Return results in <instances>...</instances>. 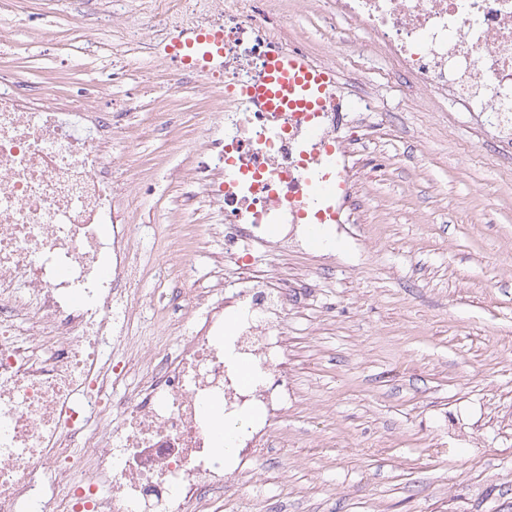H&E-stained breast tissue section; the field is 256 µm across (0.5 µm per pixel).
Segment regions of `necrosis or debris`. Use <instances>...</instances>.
<instances>
[{
    "label": "necrosis or debris",
    "instance_id": "4bbe7bcc",
    "mask_svg": "<svg viewBox=\"0 0 512 512\" xmlns=\"http://www.w3.org/2000/svg\"><path fill=\"white\" fill-rule=\"evenodd\" d=\"M69 34L42 28L43 42L82 49L108 29L128 0H105ZM260 0H155L130 29L167 35L224 27L225 86L216 107L224 135L208 140L186 201L205 196L224 222L204 232L224 239L209 288L190 291L162 267L179 318L166 335L131 340L124 323L141 288L139 256L123 199L129 161L110 143L111 112H86L82 96L56 104L32 94L21 73L0 68V512H221L224 486L255 459L268 423L288 408L283 324L294 294L285 280L242 267L249 241L302 243L309 219L340 223L353 191L341 130L377 109L361 96L321 112H266L234 86L256 75L281 43ZM337 18L368 35L397 74L431 96L489 120L512 153V0H335ZM340 191L322 197L319 184ZM199 229L172 228L167 248L184 254ZM237 265V277L224 269ZM238 310L226 328L225 309ZM249 355L272 383L243 387L228 352ZM137 383L128 391L121 384ZM251 410L238 456L212 440L216 416Z\"/></svg>",
    "mask_w": 512,
    "mask_h": 512
}]
</instances>
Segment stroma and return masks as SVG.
<instances>
[{"mask_svg": "<svg viewBox=\"0 0 512 512\" xmlns=\"http://www.w3.org/2000/svg\"><path fill=\"white\" fill-rule=\"evenodd\" d=\"M145 6L129 0L105 59L41 41L42 26L69 22L56 0H0V65L152 121L160 92L145 73L163 77L169 63L143 59L125 34ZM273 17L287 50L334 69L338 98L380 106L345 134L357 200L335 244L249 247L254 267L300 282L284 318L290 398L260 464L225 488L223 512H512V155L454 102L408 106L416 88L361 52L363 35L337 53L345 23L330 0H287ZM218 96L192 71L169 97L168 135L122 120L112 131L113 156L135 162L133 244L157 298L158 264L176 262L201 288L224 253L220 238L177 259L163 245L169 227L224 221L204 199L184 201L189 170L207 161L201 144L223 132Z\"/></svg>", "mask_w": 512, "mask_h": 512, "instance_id": "stroma-1", "label": "stroma"}]
</instances>
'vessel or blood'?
I'll use <instances>...</instances> for the list:
<instances>
[{
    "label": "vessel or blood",
    "mask_w": 512,
    "mask_h": 512,
    "mask_svg": "<svg viewBox=\"0 0 512 512\" xmlns=\"http://www.w3.org/2000/svg\"><path fill=\"white\" fill-rule=\"evenodd\" d=\"M168 57L184 69L210 72L223 68V27L179 32L171 39ZM335 84L334 70L275 46L268 51L259 76L241 85L240 93L268 112H321Z\"/></svg>",
    "instance_id": "vessel-or-blood-1"
}]
</instances>
